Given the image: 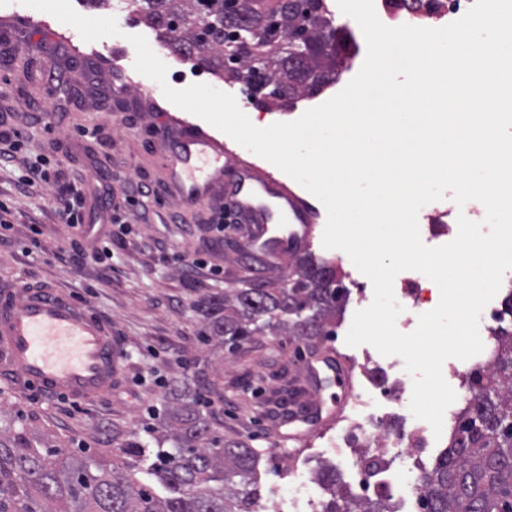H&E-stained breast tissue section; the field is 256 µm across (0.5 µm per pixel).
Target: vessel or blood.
<instances>
[{"label":"vessel or blood","instance_id":"obj_1","mask_svg":"<svg viewBox=\"0 0 512 512\" xmlns=\"http://www.w3.org/2000/svg\"><path fill=\"white\" fill-rule=\"evenodd\" d=\"M157 140L173 141L163 177L184 206L224 199L240 222L252 225L249 244L267 266L303 253L316 230L312 208L273 174L230 163L222 142L189 124H160ZM123 351L112 327L53 283L0 289V367L18 383L49 395L88 400L108 393L121 371ZM347 367L339 357L314 355L296 389L298 421L318 430L331 424L317 394Z\"/></svg>","mask_w":512,"mask_h":512}]
</instances>
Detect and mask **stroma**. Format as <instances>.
I'll return each mask as SVG.
<instances>
[{
  "label": "stroma",
  "instance_id": "1",
  "mask_svg": "<svg viewBox=\"0 0 512 512\" xmlns=\"http://www.w3.org/2000/svg\"><path fill=\"white\" fill-rule=\"evenodd\" d=\"M29 13V7L19 0L0 7V29L14 31L4 48L16 58L12 65L0 62V127L27 133L14 162L0 167V201L11 210L13 222L8 240L0 242V282L51 279L72 291L111 323L124 362L111 392L91 401L46 396L18 387L0 372V427L12 424L35 442L85 448L111 460L118 449L135 439L157 447L169 429L166 413L170 407L202 395L213 401L207 411L212 431L265 450L281 431V421L275 415L279 402L302 374L300 351L330 348L352 366L369 353L373 360L364 373L354 374V384L367 377L385 379L387 357L372 353L370 345L351 347L345 342L357 310L352 301L335 336L327 340L301 342L275 332L254 337L233 353L222 344L203 340L201 300L239 287L241 280L260 278L254 268L255 257L246 246L249 227L225 225L223 254L209 256L205 240L215 236V227L206 223L205 209L181 206L166 191L159 164L169 146L157 141L152 129L155 124L180 119L224 142L233 159L267 171L272 165L159 96L149 97L135 89L116 98L107 88L134 67L133 46L128 40L132 34L147 38L167 65V82L173 87L218 85L238 99L246 94V87L194 69L151 28L124 18L118 21L120 35L85 43L92 67H67L63 82L51 81L54 41L76 36L77 31L47 13L42 16V27L26 26L24 18ZM34 101L45 111L60 113L53 129L34 121L30 109ZM83 127L88 130L84 136L79 133ZM40 154L57 162L61 183L84 185L90 224L98 223L103 210L99 173L112 172L116 190L125 178L153 186L154 196L128 210L130 233L122 244L113 246L111 270L91 261L46 260V253L68 245L67 229L54 211L49 189L25 191L16 183L24 162ZM34 236L41 246L32 251L28 245ZM176 251L195 254L203 259V266L190 273L183 271L172 259ZM311 251L342 275L350 292L370 288V280L344 251L324 248L318 237ZM151 406L158 409L152 420L146 414ZM339 437L348 445L356 443L353 431L340 420L311 435L299 450L301 458L310 469H318L332 440ZM261 484L265 512H288L289 500L310 493L309 487L284 474L263 473Z\"/></svg>",
  "mask_w": 512,
  "mask_h": 512
}]
</instances>
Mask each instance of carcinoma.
I'll use <instances>...</instances> for the list:
<instances>
[{
  "instance_id": "cac0c4a2",
  "label": "carcinoma",
  "mask_w": 512,
  "mask_h": 512,
  "mask_svg": "<svg viewBox=\"0 0 512 512\" xmlns=\"http://www.w3.org/2000/svg\"><path fill=\"white\" fill-rule=\"evenodd\" d=\"M132 13L194 67L241 82L279 106H293L336 82L342 29L322 18L327 0H130ZM280 288L242 281L224 300L204 303L209 334L230 350L266 332L298 340L329 336L346 301L334 268L305 251ZM470 388L478 410L420 474L427 512H512V339L477 370ZM168 448L134 444L107 464L68 448H39L0 428V512H259L262 453L212 435L198 402L171 408ZM154 484L136 477L142 462ZM320 476L333 490L325 512H389Z\"/></svg>"
}]
</instances>
